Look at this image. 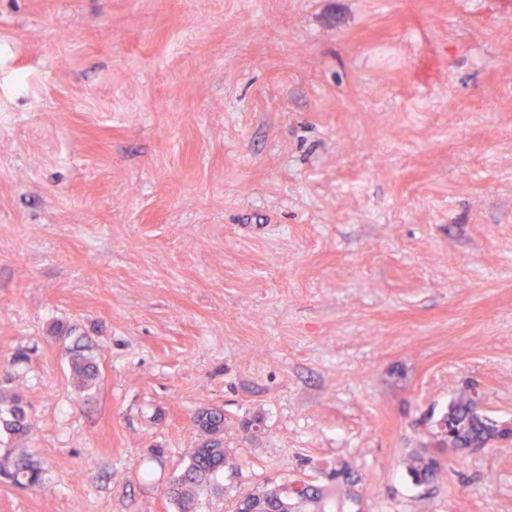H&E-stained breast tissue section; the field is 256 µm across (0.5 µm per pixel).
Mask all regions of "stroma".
I'll return each instance as SVG.
<instances>
[{"instance_id": "obj_1", "label": "stroma", "mask_w": 512, "mask_h": 512, "mask_svg": "<svg viewBox=\"0 0 512 512\" xmlns=\"http://www.w3.org/2000/svg\"><path fill=\"white\" fill-rule=\"evenodd\" d=\"M471 389L512 422V0H0V393L44 468L0 512H178L203 407L212 512L339 467L345 512H512V437L447 448ZM72 329L63 324H56L52 328L53 337L57 340L68 342L65 349L70 359V373L78 390L90 387L99 375V368L94 355L85 353L89 346L81 344L80 340L71 341ZM4 403H7L8 418L2 419L1 416V434L2 430L5 431L10 440L26 436L30 431V423L22 405V400L18 396H12L5 399ZM193 419L199 443L166 491L180 512H205L201 502L204 490L223 495L219 482L220 464L229 461L228 448H224V414L206 409L197 412ZM441 462L434 455L415 453L405 461V468L416 484L430 483L436 480Z\"/></svg>"}]
</instances>
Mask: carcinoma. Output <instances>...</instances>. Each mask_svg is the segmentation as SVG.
<instances>
[{
  "mask_svg": "<svg viewBox=\"0 0 512 512\" xmlns=\"http://www.w3.org/2000/svg\"><path fill=\"white\" fill-rule=\"evenodd\" d=\"M72 329L63 324L52 328L54 338L67 344L70 373L78 390L90 387L99 375L94 355L89 346L79 340H71ZM8 417L0 419V429L11 439H20L30 431V423L22 400L12 396L5 400ZM199 435L197 447L189 454L188 463L167 489V495L177 506L178 512H202V493L206 490L221 494L219 482L221 465L229 461L228 449L224 448V414L216 410H202L194 416ZM448 428V444L461 453L476 447L492 437L507 438L512 430L483 416L478 410V400L471 394L452 404L445 419ZM441 462L433 455L415 453L405 461V468L417 484L436 480ZM335 492L314 486L302 480L274 484L258 492L250 493L237 501L235 512H343L345 501L353 499L346 491L348 481L341 469L334 471ZM0 477L24 488H36L43 484L44 470L31 457L13 448H0Z\"/></svg>",
  "mask_w": 512,
  "mask_h": 512,
  "instance_id": "1",
  "label": "carcinoma"
}]
</instances>
